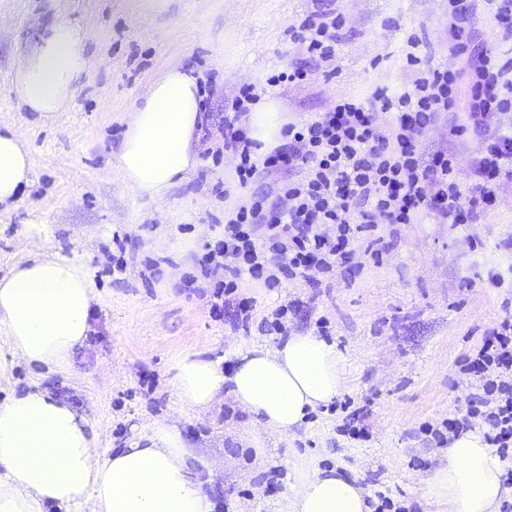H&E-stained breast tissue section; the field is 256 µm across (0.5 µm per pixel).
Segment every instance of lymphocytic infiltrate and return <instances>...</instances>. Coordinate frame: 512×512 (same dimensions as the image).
I'll return each mask as SVG.
<instances>
[{
  "instance_id": "1",
  "label": "lymphocytic infiltrate",
  "mask_w": 512,
  "mask_h": 512,
  "mask_svg": "<svg viewBox=\"0 0 512 512\" xmlns=\"http://www.w3.org/2000/svg\"><path fill=\"white\" fill-rule=\"evenodd\" d=\"M456 52H473L476 79L471 87L467 121L452 126L451 136L472 134L478 148L471 161L470 186L459 180L458 157L451 151L423 155L419 138L441 113L455 104L456 77L432 69L413 89L393 95L375 90L370 98L343 97L333 109L308 121L288 126V145L259 156V142L224 119L222 151L237 160L240 184H247L259 167L289 166L300 160L301 179L284 183L274 200L253 195L224 224L222 236L208 246L199 263L211 295L234 305L236 318L251 317L249 302L235 300L243 279L265 288L283 281L313 283L314 272L327 273L338 261L365 243L366 253L378 257L379 221L410 224L429 212L443 222L474 223L495 205V188L512 169V131L499 128L501 115L512 112L511 66L498 63L488 49H472L463 0H449ZM336 19L321 17L302 22L297 33L310 55L321 60L336 55ZM391 112L395 123L381 130L377 111ZM475 392L465 416L449 420L448 430L460 433L473 418L486 424V442L501 458L512 455V314L493 329L486 346L470 361Z\"/></svg>"
}]
</instances>
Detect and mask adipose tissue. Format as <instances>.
Listing matches in <instances>:
<instances>
[{
    "mask_svg": "<svg viewBox=\"0 0 512 512\" xmlns=\"http://www.w3.org/2000/svg\"><path fill=\"white\" fill-rule=\"evenodd\" d=\"M83 24L61 19L24 56L12 80L18 103L47 115L65 111L94 62ZM196 77L169 68L132 112L118 154L122 181L136 194L162 198L196 165L200 117ZM35 160L25 135L0 130V205L17 201ZM33 251L0 279V333L13 355L65 374L91 330L97 292L86 262L55 251L46 225H32ZM345 357L335 343L292 333L238 351L231 372L207 358L185 359L175 390L192 411L232 399L255 422L286 434L345 388ZM217 463L186 440L176 423L158 420L142 445L101 450L86 415L46 389L0 402V512H216L210 488ZM503 466L480 431L448 443L447 461L425 480L424 494L449 512H496L511 496ZM292 512H370L363 489L337 470L304 476Z\"/></svg>",
    "mask_w": 512,
    "mask_h": 512,
    "instance_id": "ef3b65f1",
    "label": "adipose tissue"
}]
</instances>
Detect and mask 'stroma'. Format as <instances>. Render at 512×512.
Wrapping results in <instances>:
<instances>
[{"label": "stroma", "instance_id": "35a3bbf8", "mask_svg": "<svg viewBox=\"0 0 512 512\" xmlns=\"http://www.w3.org/2000/svg\"><path fill=\"white\" fill-rule=\"evenodd\" d=\"M468 7L473 42L511 60L512 37L499 29L492 0H468ZM319 13L342 20L327 62L310 58L293 36ZM61 16L88 27L94 68L69 111L46 118L19 106L10 81ZM450 23L448 0H0V125L22 130L35 159L20 202L0 206V277L28 255L26 226L38 222L63 255L87 261L100 296L70 377L28 365L0 342L7 367L0 402L49 387L95 423L100 449L128 447L153 421L177 420L190 443L221 462L217 512H291L300 475L314 467L354 480L370 506L382 492L407 512H446L424 498L423 486L446 458L449 419L467 411V357L512 311V287L490 280L512 265L504 248L512 240V178L501 180L495 209L475 223L442 224L423 213L412 224H380V258L356 249L318 275L317 286L244 283L237 295L253 307L241 327L213 314L208 296L187 289L188 278L206 286L197 260L215 225L254 191L303 174L301 162L261 171L244 188L232 156L213 158L198 139L195 168L157 200L123 183L116 157L129 112L172 65L196 77L201 104L213 114L230 111L251 87L290 123L317 117L343 96L411 89L430 68L457 73L456 105L426 130L421 148L454 151L468 174L476 142L449 137L448 129L467 120L474 71L452 51ZM410 51L420 66L407 65ZM292 66L307 70L306 81L268 85ZM116 257L126 264L118 280ZM281 308L288 331L336 343L346 358L344 391L287 434L253 422L228 400L198 412L183 408L178 363L199 355L231 370L235 348L275 342L259 324ZM254 437L262 454L243 445Z\"/></svg>", "mask_w": 512, "mask_h": 512}]
</instances>
